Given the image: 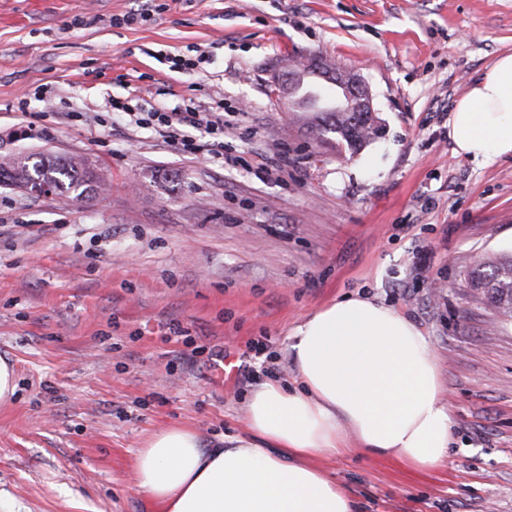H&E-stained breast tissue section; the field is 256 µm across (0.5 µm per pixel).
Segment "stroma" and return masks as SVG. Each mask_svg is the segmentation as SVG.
<instances>
[{
  "label": "stroma",
  "mask_w": 512,
  "mask_h": 512,
  "mask_svg": "<svg viewBox=\"0 0 512 512\" xmlns=\"http://www.w3.org/2000/svg\"><path fill=\"white\" fill-rule=\"evenodd\" d=\"M0 0V159L85 155L89 199L0 183V494L16 512H161L136 452L181 425L244 433L288 336L364 294L427 337L455 417L440 468L361 450L317 464L358 512H512V320L469 286L512 253V157L448 139L455 102L512 52V0ZM212 52L173 72L155 55ZM320 57L368 86L379 137L351 152L275 79ZM49 85L52 104L32 97ZM223 102L225 151L184 154L112 111ZM287 154V172L274 168ZM184 334L170 339L171 326ZM17 391L16 375L12 364L0 358V404L12 400Z\"/></svg>",
  "instance_id": "35a3bbf8"
}]
</instances>
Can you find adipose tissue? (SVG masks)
Instances as JSON below:
<instances>
[{
	"label": "adipose tissue",
	"instance_id": "1",
	"mask_svg": "<svg viewBox=\"0 0 512 512\" xmlns=\"http://www.w3.org/2000/svg\"><path fill=\"white\" fill-rule=\"evenodd\" d=\"M448 138L475 160L512 156V54L457 100ZM289 354L294 387L256 384L245 435L208 448L177 425L147 438L136 453L137 493L162 512H355L346 489L314 464L347 454L348 436L414 468L447 461L454 413L428 340L402 313L344 297L296 327Z\"/></svg>",
	"mask_w": 512,
	"mask_h": 512
}]
</instances>
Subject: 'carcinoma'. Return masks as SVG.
I'll return each mask as SVG.
<instances>
[{"instance_id":"obj_1","label":"carcinoma","mask_w":512,"mask_h":512,"mask_svg":"<svg viewBox=\"0 0 512 512\" xmlns=\"http://www.w3.org/2000/svg\"><path fill=\"white\" fill-rule=\"evenodd\" d=\"M312 94L313 91L304 85L297 86L289 93L288 111H314L310 103ZM328 116V120L318 125V133L322 136L328 133L337 135L353 151L374 139L379 131L374 117L364 112H346L344 107L338 106ZM0 178L28 193L36 187H43L47 194L65 195L73 192L77 199L83 197L93 185L102 187V178L95 164L86 156L43 158L39 168L33 171L29 169L27 159L12 157L0 161ZM470 283L481 291L500 318L512 319V254L479 264Z\"/></svg>"}]
</instances>
